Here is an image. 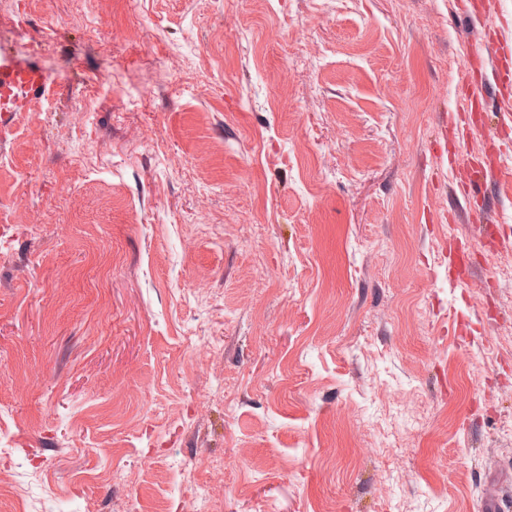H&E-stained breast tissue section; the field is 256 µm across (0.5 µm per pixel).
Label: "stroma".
Segmentation results:
<instances>
[{"mask_svg": "<svg viewBox=\"0 0 512 512\" xmlns=\"http://www.w3.org/2000/svg\"><path fill=\"white\" fill-rule=\"evenodd\" d=\"M460 0H0V512H512V125ZM494 134L498 182L462 190ZM499 221L494 245L454 211ZM37 90L42 86L41 77L34 71L13 64L3 53L0 56V89Z\"/></svg>", "mask_w": 512, "mask_h": 512, "instance_id": "1", "label": "stroma"}]
</instances>
